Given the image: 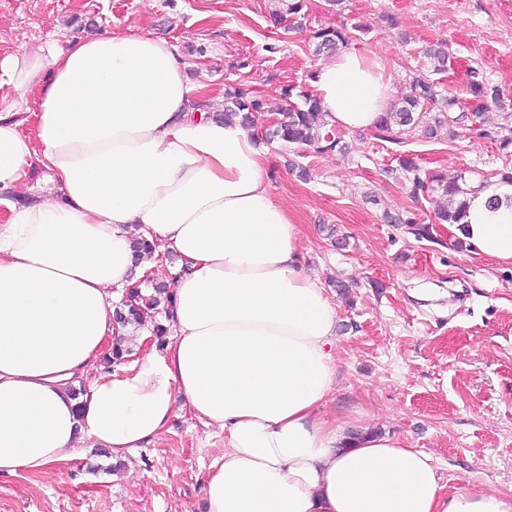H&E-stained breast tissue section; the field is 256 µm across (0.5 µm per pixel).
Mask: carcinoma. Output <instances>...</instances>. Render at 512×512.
Listing matches in <instances>:
<instances>
[{"instance_id": "1", "label": "carcinoma", "mask_w": 512, "mask_h": 512, "mask_svg": "<svg viewBox=\"0 0 512 512\" xmlns=\"http://www.w3.org/2000/svg\"><path fill=\"white\" fill-rule=\"evenodd\" d=\"M284 6L282 20L286 21V32L303 29L304 0H284ZM361 32L362 26L343 22L311 31L310 41L315 54H332L349 48L359 40ZM423 57L435 75L447 73L451 66L448 44L444 41L427 46L423 50ZM467 93L471 95L469 103L473 106L475 117L491 105L503 107L501 89L489 84L483 73L475 68L468 73ZM280 95L288 101V108L282 113L281 120L264 132L265 140L284 145L308 146L319 153L335 151L340 138L327 129V112L323 109L318 95L303 89L296 93L290 86L281 89ZM224 100L222 117L230 121L238 118L240 124L248 129L254 125L253 113L262 111L264 107V97L242 84L225 85ZM462 103L463 99L445 90L440 83L418 75L410 81L409 91L385 113L377 128L379 137L396 141L399 136L422 125L430 136L435 137L448 123L459 121L452 113L461 109ZM399 167L409 185L411 198L418 199L434 183L448 196V207L436 213L437 223H461L465 203L459 199L464 191L458 182H445L438 176L427 173L413 157L399 159ZM144 287L152 288V293L143 292ZM163 301L173 303L169 287L156 283L151 278H142L127 288L121 301L115 305L116 324L122 330L128 327L139 329L144 326L147 312L158 309ZM131 353L128 338L118 335L109 352L103 357L102 364L110 370L123 364Z\"/></svg>"}]
</instances>
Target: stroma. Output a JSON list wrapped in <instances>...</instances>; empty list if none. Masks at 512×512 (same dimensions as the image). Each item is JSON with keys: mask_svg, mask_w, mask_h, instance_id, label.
Masks as SVG:
<instances>
[{"mask_svg": "<svg viewBox=\"0 0 512 512\" xmlns=\"http://www.w3.org/2000/svg\"><path fill=\"white\" fill-rule=\"evenodd\" d=\"M277 0H0V56L67 48L85 35L137 32L173 43L187 79L206 84L197 100L213 108L228 82L266 99L257 129L280 117L279 90L309 84L320 61L307 34L284 36ZM367 31L355 52L381 59L397 96L423 70L422 48L447 41L443 83L462 90L481 68L512 100V0H350ZM506 122L495 107L431 138L414 131L393 142L376 131L335 128L346 149L268 147L271 193L303 226L307 267L334 295L342 324L332 353L339 382L328 409H362L379 431L407 438L444 479L512 492V264L451 246L435 223L440 189L411 199L392 176L400 156L448 180H489L512 161L501 147ZM308 171L299 178L288 169ZM411 212L430 237L385 223ZM224 435L177 405L155 445L110 471L97 449L37 480L0 475V512H200Z\"/></svg>", "mask_w": 512, "mask_h": 512, "instance_id": "35a3bbf8", "label": "stroma"}]
</instances>
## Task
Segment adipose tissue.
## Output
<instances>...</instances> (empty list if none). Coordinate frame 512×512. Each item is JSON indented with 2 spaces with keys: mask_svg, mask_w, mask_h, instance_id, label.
<instances>
[{
  "mask_svg": "<svg viewBox=\"0 0 512 512\" xmlns=\"http://www.w3.org/2000/svg\"><path fill=\"white\" fill-rule=\"evenodd\" d=\"M0 73L39 94L32 134L0 113V475L35 479L85 448L125 459L168 432L180 398L224 433L202 512H512V494L448 487L362 410L327 413L336 306L270 193L265 149L194 108L206 87L186 79L174 44L91 35L2 57ZM314 87L351 131L376 128L394 96L383 64L357 52L321 64ZM34 158L60 197L31 196ZM509 197L499 178L469 184L452 234L512 263ZM137 231L154 253L135 255ZM168 254L182 271L170 342L104 371L115 291Z\"/></svg>",
  "mask_w": 512,
  "mask_h": 512,
  "instance_id": "adipose-tissue-1",
  "label": "adipose tissue"
}]
</instances>
